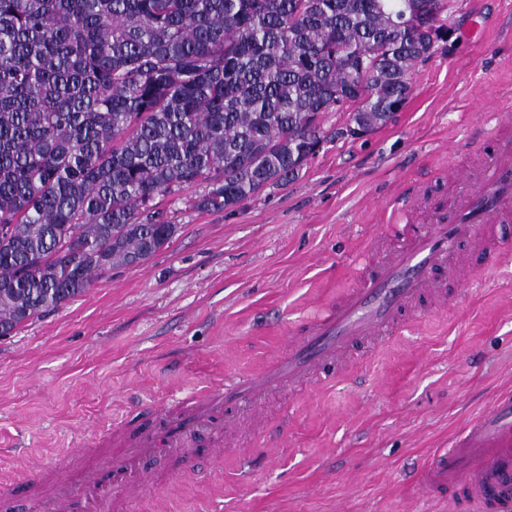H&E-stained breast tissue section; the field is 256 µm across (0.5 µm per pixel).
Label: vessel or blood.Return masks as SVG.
I'll return each mask as SVG.
<instances>
[{
	"instance_id": "1",
	"label": "vessel or blood",
	"mask_w": 512,
	"mask_h": 512,
	"mask_svg": "<svg viewBox=\"0 0 512 512\" xmlns=\"http://www.w3.org/2000/svg\"><path fill=\"white\" fill-rule=\"evenodd\" d=\"M469 160L448 173L447 196L425 184L409 188L384 232L371 237L352 287L300 319L285 352L259 370L151 411L137 424L107 430L112 452L83 445L68 479L25 468L20 484L27 512H129L164 482L148 466L160 453L193 459L200 433L213 432L209 453L224 457L221 434L236 430L237 411L262 414L284 390L319 388L351 370L357 350L376 351L429 312L447 307L451 285L478 269L512 260V109L499 108L494 134L471 146ZM421 491L452 498L458 512H512V391L499 394L438 452L418 479Z\"/></svg>"
}]
</instances>
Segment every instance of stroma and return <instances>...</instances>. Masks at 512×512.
<instances>
[{
	"mask_svg": "<svg viewBox=\"0 0 512 512\" xmlns=\"http://www.w3.org/2000/svg\"><path fill=\"white\" fill-rule=\"evenodd\" d=\"M449 31L417 62L395 119L328 138L285 185L219 213L165 201L180 230L147 261L0 337V486L114 420L175 404L279 353L297 318L347 286L353 255L389 224L406 184L447 191L491 98L512 101V0H449ZM512 388V266L457 285L447 308L351 374L269 404L266 433L226 441L222 463L151 461L172 479L130 512H454L416 491L466 419Z\"/></svg>",
	"mask_w": 512,
	"mask_h": 512,
	"instance_id": "stroma-1",
	"label": "stroma"
}]
</instances>
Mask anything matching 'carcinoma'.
Returning <instances> with one entry per match:
<instances>
[{"mask_svg":"<svg viewBox=\"0 0 512 512\" xmlns=\"http://www.w3.org/2000/svg\"><path fill=\"white\" fill-rule=\"evenodd\" d=\"M405 0H0V336L286 184L352 119L386 122L417 62Z\"/></svg>","mask_w":512,"mask_h":512,"instance_id":"carcinoma-1","label":"carcinoma"}]
</instances>
